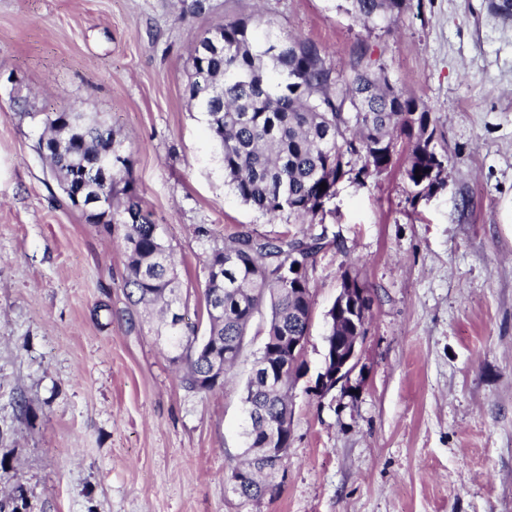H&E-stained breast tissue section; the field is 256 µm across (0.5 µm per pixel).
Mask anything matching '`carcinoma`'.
I'll return each mask as SVG.
<instances>
[{"label":"carcinoma","instance_id":"cac0c4a2","mask_svg":"<svg viewBox=\"0 0 512 512\" xmlns=\"http://www.w3.org/2000/svg\"><path fill=\"white\" fill-rule=\"evenodd\" d=\"M347 12L367 27L389 28L410 9L411 0H346ZM191 107L207 117L221 149L224 183L245 204L269 220L303 224L324 200L348 181L363 186L395 167L396 140L405 136L410 152L403 169L417 191L446 186L448 155L436 147L431 113L419 98L386 76L353 68L346 74L327 62L314 43L284 33L263 15L232 18L193 40L190 53ZM40 124L37 144L57 145L44 152L65 196L73 168L112 158L105 185H89L85 201L112 199V211L82 210L85 222L121 238L126 251V284L136 305H162L172 361L183 366L182 387L207 394L224 387L239 360L243 339L263 307L269 314L261 332L264 361L256 357L245 386V460L231 468L232 491L246 500L277 497L282 485L263 473L254 457L267 447L266 431L256 424H278L289 439L292 420L288 393L303 364L288 366L282 336L302 334L311 304L307 271L321 250L323 235L309 230L258 236L239 230L230 243L213 245L205 269L201 312L205 334L188 324L175 326L171 311L182 306L173 251L144 211L132 173L125 138L103 113L31 112ZM421 179H416V175ZM327 187L320 188L321 183ZM302 272H293L294 266Z\"/></svg>","mask_w":512,"mask_h":512}]
</instances>
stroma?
Returning a JSON list of instances; mask_svg holds the SVG:
<instances>
[{"mask_svg": "<svg viewBox=\"0 0 512 512\" xmlns=\"http://www.w3.org/2000/svg\"><path fill=\"white\" fill-rule=\"evenodd\" d=\"M489 0H413L365 28L344 0H0V499L22 512H512V20ZM262 11L332 65L428 107L447 184L345 182L313 233L304 375L277 498L233 493L249 330L223 388L186 392L158 318L133 305L118 238L86 224L36 149L34 112H102L178 261L187 317L209 243L284 232L224 184L188 104L190 44ZM209 225L211 242L197 225ZM372 309L347 385L313 391L344 272Z\"/></svg>", "mask_w": 512, "mask_h": 512, "instance_id": "35a3bbf8", "label": "stroma"}]
</instances>
